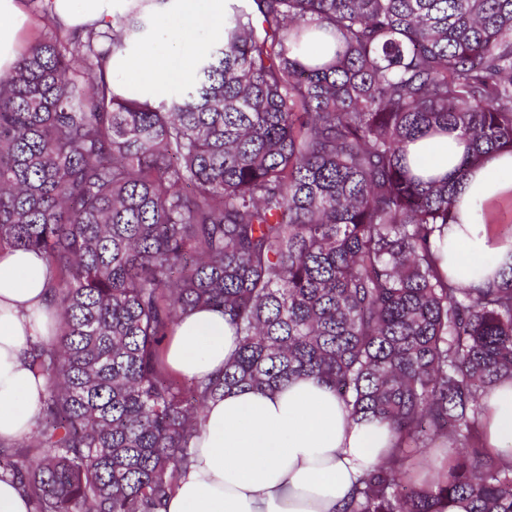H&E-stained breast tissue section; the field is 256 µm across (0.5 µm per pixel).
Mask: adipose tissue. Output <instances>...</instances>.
<instances>
[{"label": "adipose tissue", "mask_w": 512, "mask_h": 512, "mask_svg": "<svg viewBox=\"0 0 512 512\" xmlns=\"http://www.w3.org/2000/svg\"><path fill=\"white\" fill-rule=\"evenodd\" d=\"M118 0H51L49 11L68 27L110 25ZM26 16L22 0H0V74L20 57ZM211 34L224 30V0H162L154 7V36L140 50L113 55L108 72H122L130 96L161 94L176 55L174 35L190 36L197 20ZM425 174L441 176L459 164L465 143L456 135L421 139L409 146ZM460 221L444 231V254L457 279L482 286L512 271V239H501L485 218L489 205L512 197V154L468 169L456 183ZM52 272L38 254L0 249V441L31 433L47 390L31 369L33 344L48 341L56 323L49 305ZM237 347L234 329L211 309L185 314L166 346L175 372L196 378L221 374ZM492 451L512 449V382L496 387L485 408ZM393 437L374 418L350 419L326 383L293 380L273 391L232 389L209 401L191 463L161 512H342L358 480L388 455Z\"/></svg>", "instance_id": "1"}]
</instances>
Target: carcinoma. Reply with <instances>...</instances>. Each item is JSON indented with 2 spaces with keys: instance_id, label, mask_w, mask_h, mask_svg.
Instances as JSON below:
<instances>
[{
  "instance_id": "obj_1",
  "label": "carcinoma",
  "mask_w": 512,
  "mask_h": 512,
  "mask_svg": "<svg viewBox=\"0 0 512 512\" xmlns=\"http://www.w3.org/2000/svg\"><path fill=\"white\" fill-rule=\"evenodd\" d=\"M153 1L75 31L25 0L52 36L0 75V248L45 257L59 333L32 348L38 456L1 446L0 479L30 512H161L210 400L314 377L395 437L345 512H512V451L483 441L512 381V274L443 269L456 179L407 159L448 132L460 173L512 154V0H230L159 103L106 71L151 37ZM200 308L238 349L186 382L165 344ZM436 441L447 471L413 483Z\"/></svg>"
}]
</instances>
